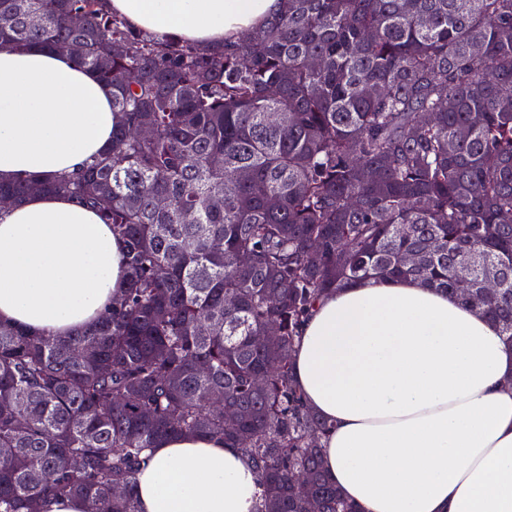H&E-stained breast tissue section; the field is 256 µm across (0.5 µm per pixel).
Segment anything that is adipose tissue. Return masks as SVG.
Segmentation results:
<instances>
[{"instance_id": "adipose-tissue-1", "label": "adipose tissue", "mask_w": 512, "mask_h": 512, "mask_svg": "<svg viewBox=\"0 0 512 512\" xmlns=\"http://www.w3.org/2000/svg\"><path fill=\"white\" fill-rule=\"evenodd\" d=\"M283 0H108L134 29L220 45ZM112 87L65 51L0 50V181L78 172L112 147ZM125 286L124 244L76 199L36 192L0 209V323L81 333ZM297 389L329 431L322 467L361 512H512V343L491 320L413 279L324 298L292 351ZM138 512H254L255 469L219 438L161 442Z\"/></svg>"}]
</instances>
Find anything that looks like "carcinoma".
I'll list each match as a JSON object with an SVG mask.
<instances>
[{
	"label": "carcinoma",
	"instance_id": "obj_1",
	"mask_svg": "<svg viewBox=\"0 0 512 512\" xmlns=\"http://www.w3.org/2000/svg\"><path fill=\"white\" fill-rule=\"evenodd\" d=\"M104 2L0 0V50L82 44L74 61L112 85L118 115L112 149L81 172L0 195L97 209L128 274L80 335L0 325V448L18 449L0 456V512L60 496L137 512L139 466L174 436L242 449L257 512H309L310 499L359 512L321 465L329 426L295 387L290 351L317 301L356 281L455 293L462 252L475 258L463 303L512 341V0H285L221 47L133 31ZM269 332L276 344L254 342Z\"/></svg>",
	"mask_w": 512,
	"mask_h": 512
}]
</instances>
